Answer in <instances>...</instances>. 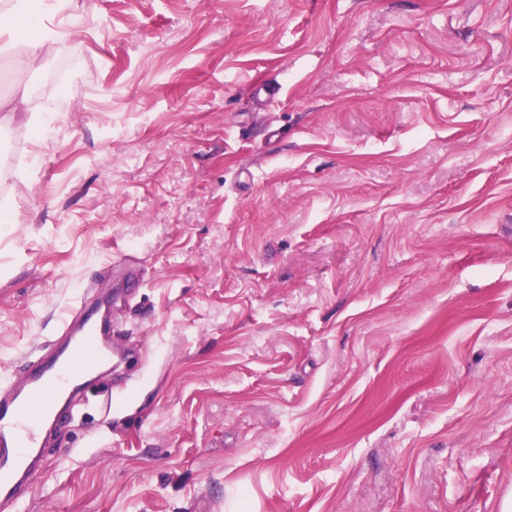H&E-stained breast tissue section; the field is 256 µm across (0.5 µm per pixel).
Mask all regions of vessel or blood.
Masks as SVG:
<instances>
[{"mask_svg": "<svg viewBox=\"0 0 512 512\" xmlns=\"http://www.w3.org/2000/svg\"><path fill=\"white\" fill-rule=\"evenodd\" d=\"M68 311L61 331L69 335L66 354L51 363L29 361L24 377L0 387V496L16 499L31 485L37 467L44 425L54 413L57 399L75 397L76 381L90 372L104 352L101 328L92 318L76 323Z\"/></svg>", "mask_w": 512, "mask_h": 512, "instance_id": "1", "label": "vessel or blood"}]
</instances>
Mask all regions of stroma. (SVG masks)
Listing matches in <instances>:
<instances>
[{"instance_id":"obj_1","label":"stroma","mask_w":512,"mask_h":512,"mask_svg":"<svg viewBox=\"0 0 512 512\" xmlns=\"http://www.w3.org/2000/svg\"><path fill=\"white\" fill-rule=\"evenodd\" d=\"M55 25L0 58V384L78 300L137 355L20 512H512V0Z\"/></svg>"}]
</instances>
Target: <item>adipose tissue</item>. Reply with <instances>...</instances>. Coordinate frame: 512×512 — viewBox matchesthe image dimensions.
Listing matches in <instances>:
<instances>
[{
  "label": "adipose tissue",
  "mask_w": 512,
  "mask_h": 512,
  "mask_svg": "<svg viewBox=\"0 0 512 512\" xmlns=\"http://www.w3.org/2000/svg\"><path fill=\"white\" fill-rule=\"evenodd\" d=\"M67 7L68 0H0V54L14 55L20 70L38 69L47 55L62 47L51 18ZM21 38L29 49L18 55L14 49Z\"/></svg>",
  "instance_id": "ef3b65f1"
}]
</instances>
